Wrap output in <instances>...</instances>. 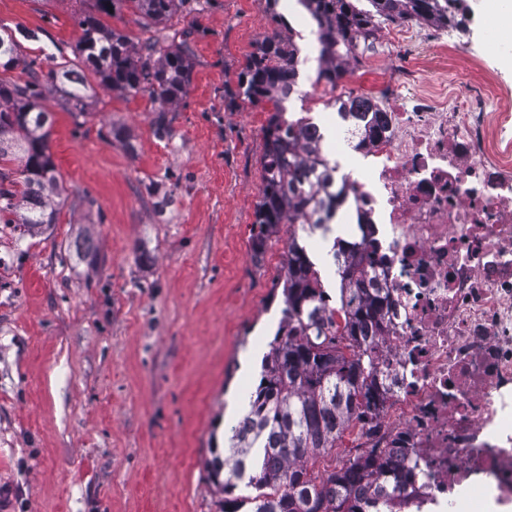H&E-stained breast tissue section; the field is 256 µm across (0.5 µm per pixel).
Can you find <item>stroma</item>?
Returning <instances> with one entry per match:
<instances>
[{
    "instance_id": "stroma-1",
    "label": "stroma",
    "mask_w": 512,
    "mask_h": 512,
    "mask_svg": "<svg viewBox=\"0 0 512 512\" xmlns=\"http://www.w3.org/2000/svg\"><path fill=\"white\" fill-rule=\"evenodd\" d=\"M93 3L0 0V25L39 34L0 79L72 59L74 17ZM467 3L459 41L512 88L493 23ZM277 9L304 35L299 86H316L312 115L330 123L324 102L350 83H317L307 12ZM272 29L266 0H183L165 33L188 34L192 79L163 139L148 95L98 85L78 117L45 86L65 192L42 233L0 228V512H218L208 463L224 454L231 397L259 382L288 246L283 227L252 257L268 111L227 106L224 87Z\"/></svg>"
}]
</instances>
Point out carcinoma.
Here are the masks:
<instances>
[{
	"label": "carcinoma",
	"mask_w": 512,
	"mask_h": 512,
	"mask_svg": "<svg viewBox=\"0 0 512 512\" xmlns=\"http://www.w3.org/2000/svg\"><path fill=\"white\" fill-rule=\"evenodd\" d=\"M276 28L247 57L235 86L224 99L254 106L269 104L260 159L263 188L255 210L252 249L265 253L271 235L288 225V250L278 330L263 356L261 378L248 393V409L228 438L225 456L209 469L224 492L220 512H400L401 492L419 473L409 452L389 456L371 448L341 468L314 471L309 462L327 454L345 431L365 427L377 417L379 357L365 345L381 335L387 296L368 278L373 256L358 241L337 237L328 255L340 268L338 293L332 296L305 240L325 234L349 199L336 181V168L324 153L325 134L302 112L288 118L286 103L298 92V35L281 33L277 0H267ZM317 24L324 66L317 80L331 87L344 78L354 51L376 52L375 32L385 24L413 19L419 24H455L460 0H298ZM177 0H95V8L76 18L80 31L75 53L80 67L60 64L43 72L30 63L23 83L0 81V222L13 223L23 211L26 231L55 223L56 209L46 189L57 184L49 145L51 114L44 104L47 83L65 85L73 111L82 112L91 86H119L133 95L148 94L159 104L154 133L170 134L167 105L186 94L193 51L186 39L150 38L135 46L103 17L124 7L144 27L167 23ZM20 43L12 31L0 33V67L16 61ZM337 114L354 115L359 102L330 100ZM245 482L247 495H233Z\"/></svg>",
	"instance_id": "1"
}]
</instances>
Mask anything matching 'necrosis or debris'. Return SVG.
<instances>
[{"label": "necrosis or debris", "mask_w": 512, "mask_h": 512, "mask_svg": "<svg viewBox=\"0 0 512 512\" xmlns=\"http://www.w3.org/2000/svg\"><path fill=\"white\" fill-rule=\"evenodd\" d=\"M383 35L397 66L358 86L373 110L340 133L374 130L343 177L390 292L369 339L384 396L362 445L419 458L402 512H452L461 497L512 508V94L477 52L455 84L421 85L417 40L444 59L452 29Z\"/></svg>", "instance_id": "4bbe7bcc"}]
</instances>
